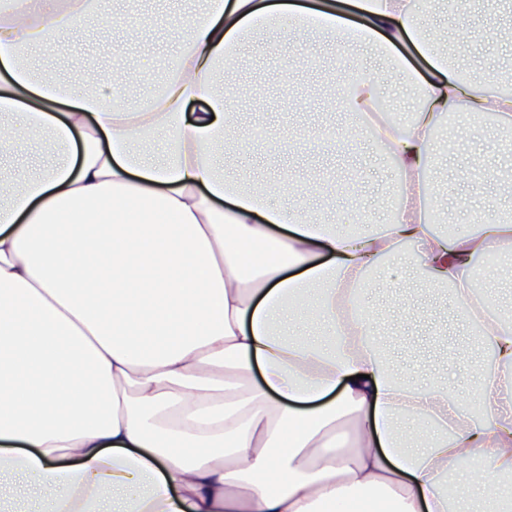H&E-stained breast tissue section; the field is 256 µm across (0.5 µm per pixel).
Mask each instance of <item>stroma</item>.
I'll return each mask as SVG.
<instances>
[{"instance_id":"stroma-1","label":"stroma","mask_w":512,"mask_h":512,"mask_svg":"<svg viewBox=\"0 0 512 512\" xmlns=\"http://www.w3.org/2000/svg\"><path fill=\"white\" fill-rule=\"evenodd\" d=\"M198 8V0H102L100 18L85 23L71 38L29 50V62L34 68L55 71L77 94L83 90L86 71L111 75L115 60L122 61L124 69L140 75L143 84L149 85L157 80L176 48L175 20L192 15ZM115 12L133 20L143 15L152 18V26L135 48H127L123 36L104 24V17ZM424 22L436 41L447 44L449 52L470 65L487 89L497 90V75L512 68V48L497 37L499 29L512 27V0H461L454 6L438 0ZM278 51L292 57L300 67L292 96L280 93L270 73L272 56L261 48L244 51L229 76L232 87L256 92L255 102L241 103L240 109L248 128L262 129L266 137L254 147L226 158L227 173L274 187L289 181L304 188L322 183L336 185L338 192L327 214L339 224L356 221L352 197L344 192L347 185H355V195L369 205L384 208L398 183L395 167L383 161L364 136L354 148H340L335 155H327L321 144L322 134H339L355 126L356 119L333 109L328 101L309 98L307 91L311 86L337 80L346 68L371 73L392 111H413V91L397 69L366 47L343 54L331 43L300 31ZM440 148L444 156L429 176L434 188L433 215L465 226L473 224L479 213L512 219V206L497 203L495 195L499 174L512 171L511 129L470 120L457 130L452 142H441ZM368 299L378 322L389 320L397 325L396 334L382 338L393 371L415 384L428 386L434 381V365L448 363L449 394L468 400L471 374L456 360L470 351L484 356L486 349L463 326L451 295L411 282L390 294L382 288L369 289ZM402 299L425 306L428 323L412 328L404 312L396 308ZM414 329L427 343L421 359L399 353Z\"/></svg>"}]
</instances>
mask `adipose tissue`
Instances as JSON below:
<instances>
[{"label": "adipose tissue", "mask_w": 512, "mask_h": 512, "mask_svg": "<svg viewBox=\"0 0 512 512\" xmlns=\"http://www.w3.org/2000/svg\"><path fill=\"white\" fill-rule=\"evenodd\" d=\"M362 18L351 25L342 4ZM421 0H206L179 22L158 94L128 84L73 94L27 48L74 36L98 0H14L0 11V153L46 135L43 172H0V488L36 477L47 512H465L448 484L463 461L483 480L474 512H512V321L474 293V258L512 251V221L447 236L425 203L434 133L448 113H497L437 50ZM305 30L378 50L414 48L428 75L410 125L372 112L368 77L347 82L342 132L388 150L401 197L354 232L309 209L303 188L269 203L223 158L245 135L224 82L260 31ZM202 101L199 112L187 105ZM68 111H61V104ZM163 134L161 159L144 139ZM451 287L485 336L476 410L397 380L375 345L363 296L392 265ZM306 309L331 340L287 333Z\"/></svg>", "instance_id": "obj_1"}]
</instances>
